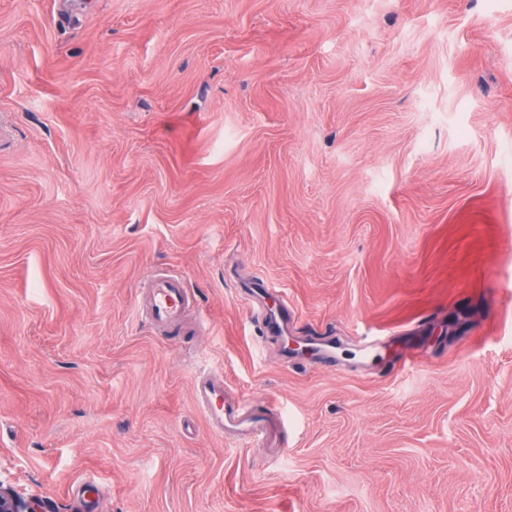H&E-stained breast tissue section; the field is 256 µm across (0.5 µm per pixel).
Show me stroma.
<instances>
[{"label":"stroma","mask_w":512,"mask_h":512,"mask_svg":"<svg viewBox=\"0 0 512 512\" xmlns=\"http://www.w3.org/2000/svg\"><path fill=\"white\" fill-rule=\"evenodd\" d=\"M509 156L512 0H0V482L56 512H512ZM159 271L195 300L177 336L142 318ZM203 371L285 447L213 434Z\"/></svg>","instance_id":"stroma-1"}]
</instances>
